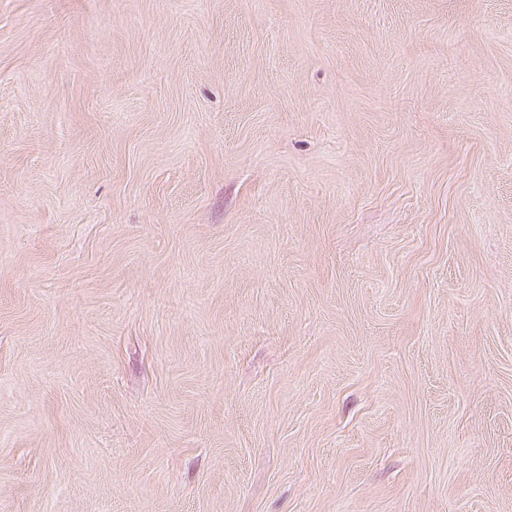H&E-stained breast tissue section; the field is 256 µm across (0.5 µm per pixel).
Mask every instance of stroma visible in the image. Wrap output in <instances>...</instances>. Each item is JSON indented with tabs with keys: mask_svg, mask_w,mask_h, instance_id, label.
I'll use <instances>...</instances> for the list:
<instances>
[{
	"mask_svg": "<svg viewBox=\"0 0 512 512\" xmlns=\"http://www.w3.org/2000/svg\"><path fill=\"white\" fill-rule=\"evenodd\" d=\"M0 512H512V0H0Z\"/></svg>",
	"mask_w": 512,
	"mask_h": 512,
	"instance_id": "1",
	"label": "stroma"
}]
</instances>
